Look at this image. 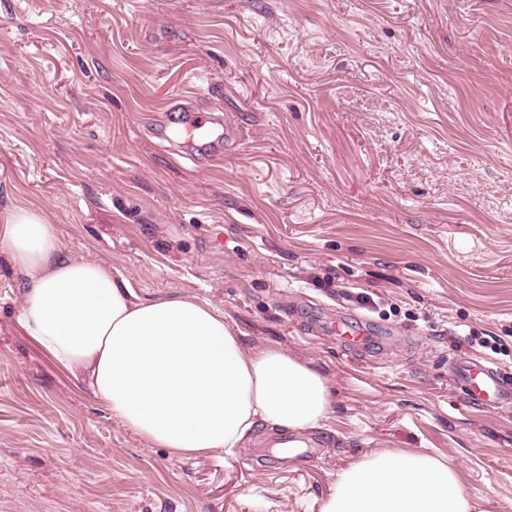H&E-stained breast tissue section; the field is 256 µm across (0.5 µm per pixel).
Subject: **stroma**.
I'll return each instance as SVG.
<instances>
[{
  "label": "stroma",
  "instance_id": "obj_1",
  "mask_svg": "<svg viewBox=\"0 0 512 512\" xmlns=\"http://www.w3.org/2000/svg\"><path fill=\"white\" fill-rule=\"evenodd\" d=\"M185 91L232 120L221 160L157 136ZM13 201L140 297L198 296L312 363L334 403L306 448L262 428L171 459L19 327L0 254V512H319L391 448L512 512V408L453 382L463 358L512 374V0H0ZM339 310L366 346L323 331Z\"/></svg>",
  "mask_w": 512,
  "mask_h": 512
}]
</instances>
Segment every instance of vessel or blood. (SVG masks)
Listing matches in <instances>:
<instances>
[{"label": "vessel or blood", "mask_w": 512, "mask_h": 512, "mask_svg": "<svg viewBox=\"0 0 512 512\" xmlns=\"http://www.w3.org/2000/svg\"><path fill=\"white\" fill-rule=\"evenodd\" d=\"M167 109L181 115L175 131L178 140L176 156L195 159L197 153L210 151L212 145L222 139V128L207 125L197 117L198 106L194 99L184 96L175 98L169 102ZM330 329L343 346L352 349L365 340L364 328L347 313L338 315ZM454 380L467 388L471 404L512 406V377L489 363L461 360L455 367Z\"/></svg>", "instance_id": "1"}]
</instances>
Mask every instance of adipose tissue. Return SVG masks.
Returning a JSON list of instances; mask_svg holds the SVG:
<instances>
[{
  "label": "adipose tissue",
  "mask_w": 512,
  "mask_h": 512,
  "mask_svg": "<svg viewBox=\"0 0 512 512\" xmlns=\"http://www.w3.org/2000/svg\"><path fill=\"white\" fill-rule=\"evenodd\" d=\"M0 253L24 277L19 324L128 430L172 457L243 447L259 426L303 434L332 410L327 378L276 345L244 349L224 313L192 295L141 299L111 266L75 258L45 212L0 210ZM320 512H485L452 460L365 455Z\"/></svg>",
  "instance_id": "ef3b65f1"
}]
</instances>
